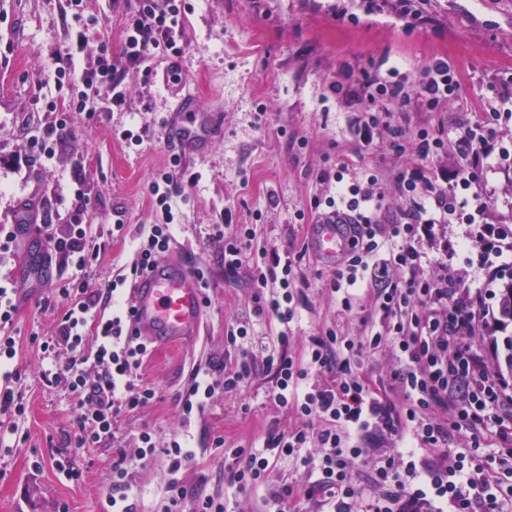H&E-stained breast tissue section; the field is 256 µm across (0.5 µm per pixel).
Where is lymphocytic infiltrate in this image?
Returning a JSON list of instances; mask_svg holds the SVG:
<instances>
[{
	"label": "lymphocytic infiltrate",
	"mask_w": 512,
	"mask_h": 512,
	"mask_svg": "<svg viewBox=\"0 0 512 512\" xmlns=\"http://www.w3.org/2000/svg\"><path fill=\"white\" fill-rule=\"evenodd\" d=\"M67 7L71 42L55 61L57 94L44 104L54 118L30 139L28 159L33 163L54 158L73 114L89 111L90 99H98L108 110L123 105L126 69L139 67L154 54L177 57L183 52L182 0H137L126 21L119 57L105 47L93 66L76 69L91 19L84 0H67ZM397 75L394 68L385 76L349 72L335 91L354 108L349 126L360 142L367 145L381 138L400 155L402 163L391 181L402 206L393 211L384 207L378 170L354 174L344 164L319 173V180L335 185L336 193L313 204L320 216L333 215L353 226V248L334 270L330 288L340 294L341 307L348 312L361 296H369L381 315L380 329L356 340L329 329L313 340L303 357L293 358L285 346L287 326L297 316L291 292L295 260L273 250L252 255V225H237L231 233L214 225L210 238L222 245L225 272L251 268L257 288L254 314L277 321L280 331L267 341L252 337L249 323H232L226 340L238 350V358L219 382L192 373L182 416L188 419L202 411L217 388L240 389L261 367L273 380L270 400L293 409L299 424L285 434H268L259 451L230 448L223 436L213 437V448L231 460H242V467L232 472L239 488L263 486L276 456L298 451L301 465L315 476L314 488L326 494L327 512H512V385L487 366L481 352L491 293L470 283L467 270L457 263L459 253L477 252L479 269L492 280L512 266V226L487 220L492 202L487 175L512 168V139L500 138L496 130L503 110L512 107V94L498 91L486 103L483 118L452 130L414 131L390 121L387 102L402 109L436 111L457 98L459 76L441 58L424 66L413 85ZM450 151L460 160L451 169L438 162ZM182 176L175 157L153 178L150 194L162 221L143 231L131 275L169 250ZM440 224H463L467 230L455 243L440 244L435 232ZM47 242L53 253L79 270L97 261L102 249L79 223L68 225L64 236H48ZM433 247L439 250L434 258L428 255ZM58 294L67 306L54 335L39 339L38 345L51 360L67 351L64 366L51 373L49 382L65 385L75 398L76 447L93 448L111 436L120 413L143 408L154 399V389L137 381L150 349L134 337L117 284L100 292L76 278ZM90 327L99 344L88 355L84 341ZM382 350L391 353L394 365L388 387L377 392L368 383L360 357ZM16 356L15 337L0 335L1 452L28 438L19 425L26 405ZM89 365L97 369L91 381L85 372ZM372 438L384 450L370 459L364 445ZM453 438L463 439L464 447L449 448ZM485 438L498 444V453L479 455ZM311 446L316 455H308ZM164 454V509L178 512L185 496L180 472L194 452L177 432ZM364 460L371 468V494L353 478Z\"/></svg>",
	"instance_id": "obj_1"
}]
</instances>
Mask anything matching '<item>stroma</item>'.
<instances>
[{
  "mask_svg": "<svg viewBox=\"0 0 512 512\" xmlns=\"http://www.w3.org/2000/svg\"><path fill=\"white\" fill-rule=\"evenodd\" d=\"M184 51L171 59L149 58L127 70L126 102L109 112H78L72 131L51 164L14 168L39 125L51 121L43 99L54 93V61L70 42L66 0H0V225L17 223L22 208L29 223L51 213L57 231H64L73 207L75 177H82L88 205L83 216L105 244L85 276L90 288L104 289L120 275H129L144 226L155 223L149 185L174 154L165 136V122L180 95L195 92L204 107L221 110L224 133L201 153L185 155L181 166L198 174L180 182V213L171 255L192 254L208 270L203 329L190 343L156 346L138 372L141 384L153 387L155 400L133 412L121 413L114 435L95 448L73 447L76 423L73 398L64 385H49L42 373L51 360L42 357L31 336H49L66 306L57 293L73 269L54 257L55 274L44 278L22 262L42 245L18 232L11 253L0 256V276L17 289L18 313L11 335L18 342L17 363L27 414L21 422L28 438L11 453L0 454V512H101L112 464L119 455L135 456L138 435L150 431L157 445L169 434L187 430L195 458L181 479L188 494L180 512H196V493L223 498L226 512H273L269 497L283 485L305 483L299 459L274 462L266 487L242 490L231 478V462L214 451L213 436L227 445L261 447L269 432L288 431L292 411L269 400L272 381L257 374L239 390H217L191 427L181 424V400L193 368L211 370L222 379L223 365L233 363L225 330L238 320H251L256 334L276 335V324L255 319V288L248 268L225 274L218 247L209 234L213 225L232 217L253 225L254 248L303 253L296 272L297 319L288 332L287 351L301 357L311 340L327 329L352 338L380 326L371 309L342 311L328 287L333 275L304 252L306 226L313 223L314 199L333 195L322 183V169L342 162L350 171L376 168L390 175L400 159L386 143L366 147L349 129L350 114L332 90L346 71L387 73L399 67L415 76L433 58L447 59L461 78L458 97L440 112H412L411 125L453 127L485 110L512 76V0H425L434 24L420 26L386 12L365 14L362 0H183ZM135 0H89L94 25L90 42L76 59L77 67L94 63L100 42L120 53L125 19ZM354 13L356 22L337 21L338 9ZM177 66L180 80L170 77ZM141 137L126 141L123 130ZM304 220H297V211ZM120 223V235L110 236ZM64 454L82 473L79 481L44 466L33 471V456ZM168 461L155 453L134 464L130 480L135 512H161Z\"/></svg>",
  "mask_w": 512,
  "mask_h": 512,
  "instance_id": "35a3bbf8",
  "label": "stroma"
}]
</instances>
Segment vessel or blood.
I'll return each mask as SVG.
<instances>
[{"label":"vessel or blood","instance_id":"1","mask_svg":"<svg viewBox=\"0 0 512 512\" xmlns=\"http://www.w3.org/2000/svg\"><path fill=\"white\" fill-rule=\"evenodd\" d=\"M224 129V115L205 110L195 93L180 97L165 130L168 141L182 153L203 146ZM309 247L324 266L336 263L351 249L349 225L332 220L312 225ZM132 327L149 345L187 341L199 336L204 291L188 261L162 254L138 276L129 290Z\"/></svg>","mask_w":512,"mask_h":512}]
</instances>
